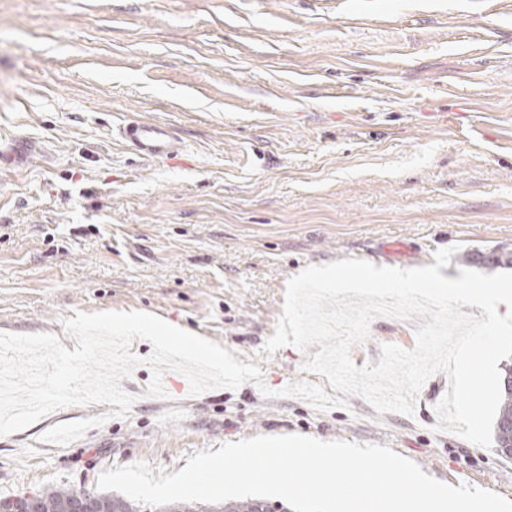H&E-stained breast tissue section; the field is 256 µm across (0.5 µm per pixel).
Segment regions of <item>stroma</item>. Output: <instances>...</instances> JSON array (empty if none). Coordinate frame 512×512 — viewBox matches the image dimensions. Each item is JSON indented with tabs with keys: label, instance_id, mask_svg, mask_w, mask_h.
Listing matches in <instances>:
<instances>
[{
	"label": "stroma",
	"instance_id": "35a3bbf8",
	"mask_svg": "<svg viewBox=\"0 0 512 512\" xmlns=\"http://www.w3.org/2000/svg\"><path fill=\"white\" fill-rule=\"evenodd\" d=\"M137 117L170 124L185 154L141 160L112 135ZM0 137L32 149L0 169V332L72 350L75 311H146L264 381L192 397L170 372L163 400L138 367L128 416L69 406L0 436V500L287 434L386 446L512 500V458L436 431L446 374L411 417L357 396L320 410L278 394L325 384L303 368L317 346L261 353L307 267L412 269L452 246L455 279L466 254H512V0H0ZM420 323L375 319L352 360L413 348ZM102 414L68 445L42 440Z\"/></svg>",
	"mask_w": 512,
	"mask_h": 512
}]
</instances>
